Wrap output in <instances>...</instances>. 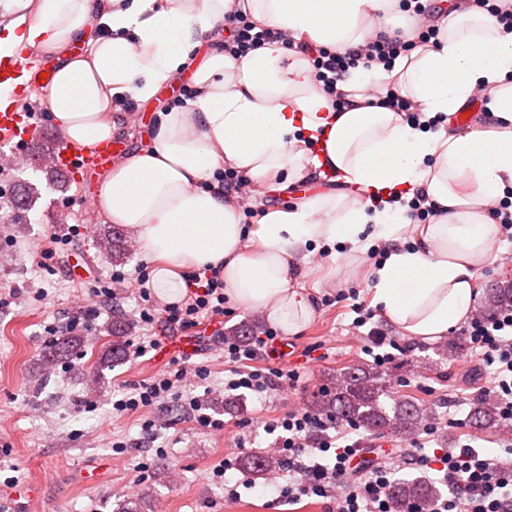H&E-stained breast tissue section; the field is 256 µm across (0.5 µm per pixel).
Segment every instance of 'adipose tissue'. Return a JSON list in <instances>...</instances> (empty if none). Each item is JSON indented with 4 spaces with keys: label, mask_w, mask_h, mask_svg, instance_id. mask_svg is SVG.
<instances>
[{
    "label": "adipose tissue",
    "mask_w": 512,
    "mask_h": 512,
    "mask_svg": "<svg viewBox=\"0 0 512 512\" xmlns=\"http://www.w3.org/2000/svg\"><path fill=\"white\" fill-rule=\"evenodd\" d=\"M399 0H0V55L25 41L57 63L43 103L69 145L89 149L118 130L119 103H147L191 69V107L162 113L148 146L112 165L96 206L155 260L145 286L171 304L190 293L187 272L220 268L224 293L298 335L315 300L296 283L307 249L343 245L347 268L387 246L370 272L373 306L405 335L435 340L471 317L478 271L502 228L490 204L512 190V32L470 9L444 23L434 48L350 70L336 111L315 85L302 45L360 48L386 35ZM242 10L277 37L243 57L215 35ZM414 103L417 121L389 104ZM484 93L486 123L430 128ZM233 169L288 190L325 172L352 193H319L267 208L254 229L235 199L214 193ZM442 207L414 224L415 192Z\"/></svg>",
    "instance_id": "1"
}]
</instances>
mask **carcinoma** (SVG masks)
Returning a JSON list of instances; mask_svg holds the SVG:
<instances>
[{"mask_svg":"<svg viewBox=\"0 0 512 512\" xmlns=\"http://www.w3.org/2000/svg\"><path fill=\"white\" fill-rule=\"evenodd\" d=\"M53 145L44 146L37 155L36 162L42 165L48 185L54 187L59 183L61 173L50 164L49 154ZM37 188L26 183L17 186L11 195L9 211L17 214L30 210L33 199L37 198ZM110 248V258L117 260L124 251V237L120 230H112L105 234ZM512 307V285L488 289L487 310L494 311L502 307ZM124 325L112 323V349L110 357L120 360L124 355V347L120 337ZM391 394L387 390L384 371L365 364L354 365L336 375L331 389L321 392L314 398L316 410L338 421L354 423L366 432L376 433L391 431L407 435L414 431L422 417L420 406L411 401L389 402ZM472 420L476 427L484 428L497 421V413L489 402H481L472 412ZM247 465L257 476H264L280 467L278 458L257 451L247 458ZM390 494L401 508L407 502H418L423 505L432 501L438 490L419 480H407L392 485Z\"/></svg>","mask_w":512,"mask_h":512,"instance_id":"carcinoma-1","label":"carcinoma"}]
</instances>
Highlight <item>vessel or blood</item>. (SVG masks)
I'll return each instance as SVG.
<instances>
[{
  "mask_svg": "<svg viewBox=\"0 0 512 512\" xmlns=\"http://www.w3.org/2000/svg\"><path fill=\"white\" fill-rule=\"evenodd\" d=\"M53 73L51 60H29L23 55H11L0 58V85L10 87L13 100L0 107V142L11 146L19 162H26L27 145L38 135L40 127L30 109L22 102L25 89L20 82L25 72ZM115 142H106L84 152H77L67 144H60L55 163L70 173H78L89 168L108 165L115 151Z\"/></svg>",
  "mask_w": 512,
  "mask_h": 512,
  "instance_id": "obj_1",
  "label": "vessel or blood"
}]
</instances>
